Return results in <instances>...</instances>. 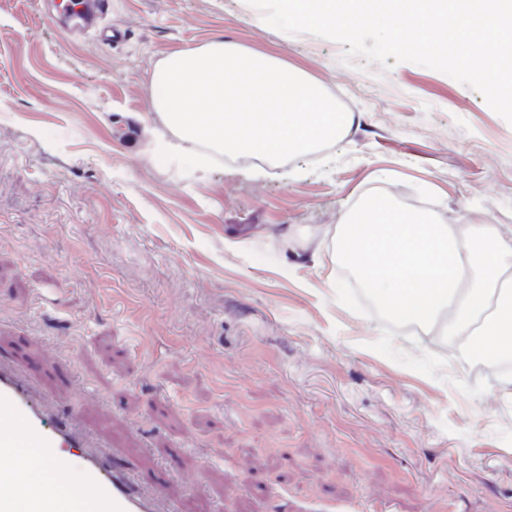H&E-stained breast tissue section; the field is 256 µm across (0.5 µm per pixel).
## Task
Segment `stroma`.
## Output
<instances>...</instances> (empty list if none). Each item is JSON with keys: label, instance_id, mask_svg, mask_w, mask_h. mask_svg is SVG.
Returning <instances> with one entry per match:
<instances>
[{"label": "stroma", "instance_id": "stroma-1", "mask_svg": "<svg viewBox=\"0 0 512 512\" xmlns=\"http://www.w3.org/2000/svg\"><path fill=\"white\" fill-rule=\"evenodd\" d=\"M0 0V359L191 512H512V385L392 321L328 248L369 196L512 227V125L410 62L256 27L246 0H109L108 43ZM224 38L350 103L286 163L182 142L169 55Z\"/></svg>", "mask_w": 512, "mask_h": 512}]
</instances>
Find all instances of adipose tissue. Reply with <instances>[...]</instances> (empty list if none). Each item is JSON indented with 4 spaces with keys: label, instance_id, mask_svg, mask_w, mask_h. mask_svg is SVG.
I'll use <instances>...</instances> for the list:
<instances>
[{
    "label": "adipose tissue",
    "instance_id": "1",
    "mask_svg": "<svg viewBox=\"0 0 512 512\" xmlns=\"http://www.w3.org/2000/svg\"><path fill=\"white\" fill-rule=\"evenodd\" d=\"M377 219L337 225L336 256L392 320L438 329L477 361L512 356V228L454 231L376 199Z\"/></svg>",
    "mask_w": 512,
    "mask_h": 512
}]
</instances>
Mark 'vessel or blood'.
Returning <instances> with one entry per match:
<instances>
[{"mask_svg":"<svg viewBox=\"0 0 512 512\" xmlns=\"http://www.w3.org/2000/svg\"><path fill=\"white\" fill-rule=\"evenodd\" d=\"M104 0H78L68 6L61 0L57 20L66 28L96 30L102 40H119L120 34L102 26ZM0 412L12 415L13 424L0 426V448H33L45 475L30 482L20 463L0 465V512H21L13 487L33 483L34 512H188L187 504L163 503L161 497L139 483L133 470L113 460L104 441L79 425V412L59 417L31 379L0 362ZM77 465L84 486L71 485L67 471Z\"/></svg>","mask_w":512,"mask_h":512,"instance_id":"b4317fda","label":"vessel or blood"}]
</instances>
